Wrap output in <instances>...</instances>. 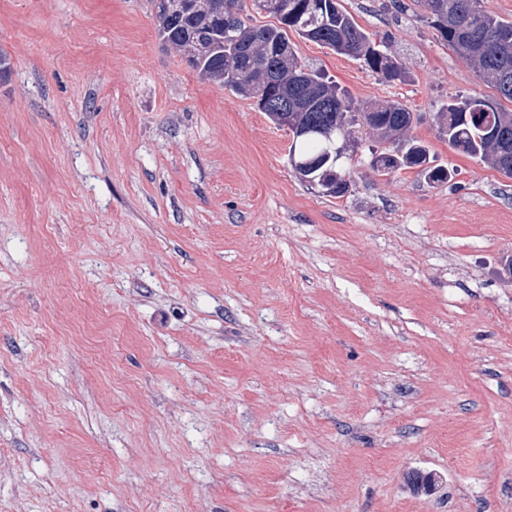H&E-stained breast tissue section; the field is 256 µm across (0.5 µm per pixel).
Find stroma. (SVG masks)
<instances>
[{
  "label": "stroma",
  "instance_id": "1",
  "mask_svg": "<svg viewBox=\"0 0 512 512\" xmlns=\"http://www.w3.org/2000/svg\"><path fill=\"white\" fill-rule=\"evenodd\" d=\"M339 4L406 77L298 57L452 180L356 124L326 196L153 0H0V512H512V179L437 120L502 100L414 0ZM362 125L371 129L383 142L399 144L402 149L395 154L379 153L373 158L372 165L377 171L388 173L394 168L422 167L428 163V153L424 146L408 139L407 135L413 122V112L398 102L386 105L367 104L356 112Z\"/></svg>",
  "mask_w": 512,
  "mask_h": 512
}]
</instances>
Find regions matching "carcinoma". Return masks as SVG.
<instances>
[{
	"mask_svg": "<svg viewBox=\"0 0 512 512\" xmlns=\"http://www.w3.org/2000/svg\"><path fill=\"white\" fill-rule=\"evenodd\" d=\"M211 2L196 0V8L187 12L180 0H157L159 41L178 51L201 79L267 102L261 108L267 115L276 111L275 101L288 97L295 124L305 128L289 146L293 171L301 180L317 184L334 175L338 187L330 196L346 194L349 183L341 175L344 153L338 148L347 134L351 103L328 76L300 62L288 31L360 60L389 79L405 78L403 64L382 50L337 0H254L256 10L276 19L263 26L238 16L227 24L213 13ZM419 4L457 57L511 103L512 20L487 12L480 0H419ZM358 116L379 140L402 144L395 154L375 156L374 169L386 173L428 163L426 148L407 138L414 117L406 106L367 104ZM438 120L454 150L512 178V112L479 97H457L438 113Z\"/></svg>",
	"mask_w": 512,
	"mask_h": 512,
	"instance_id": "carcinoma-1",
	"label": "carcinoma"
}]
</instances>
